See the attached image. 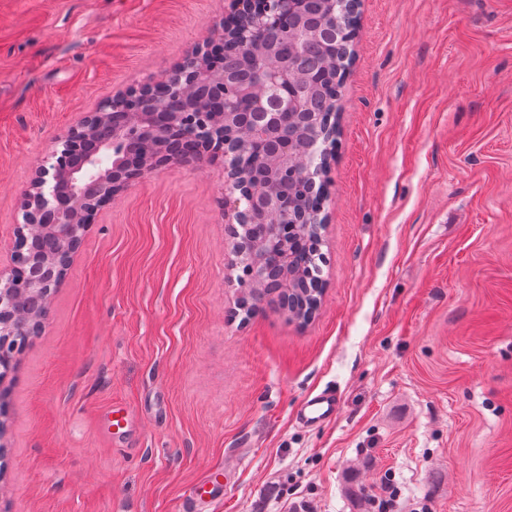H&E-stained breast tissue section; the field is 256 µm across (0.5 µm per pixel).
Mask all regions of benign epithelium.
Returning a JSON list of instances; mask_svg holds the SVG:
<instances>
[{
  "instance_id": "benign-epithelium-1",
  "label": "benign epithelium",
  "mask_w": 512,
  "mask_h": 512,
  "mask_svg": "<svg viewBox=\"0 0 512 512\" xmlns=\"http://www.w3.org/2000/svg\"><path fill=\"white\" fill-rule=\"evenodd\" d=\"M292 6V0H230L226 18L253 14L268 25L278 12ZM224 53V38L207 42L196 49L166 80L168 87L184 96L199 89L203 97L181 112L170 114L167 126L158 130L152 109L163 101L146 102L128 91L107 101L98 111L85 115L75 126L60 136L37 166L31 188L22 201L23 225L19 237L29 234L45 243V264L51 278L44 282L33 279L23 283L16 279L18 267L0 269V335L16 333L14 321L28 322L31 332H40L43 313L15 306L17 288L55 289L84 234L98 213L111 203L132 181L148 176L164 167L200 161H228L237 150L227 148L224 138H215L212 131L235 122L234 112H211L210 102H224V68L218 57ZM264 59L272 82L284 87L302 77L288 78L277 64L275 51L265 50ZM167 137L173 144L165 150L146 153L140 158L131 151L140 142ZM230 194L224 197V215L230 236L238 239L240 229L253 223L252 209L264 204L273 214L281 212L280 202L270 194H260L248 187L230 165Z\"/></svg>"
}]
</instances>
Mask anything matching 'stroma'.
Instances as JSON below:
<instances>
[{"label": "stroma", "instance_id": "1", "mask_svg": "<svg viewBox=\"0 0 512 512\" xmlns=\"http://www.w3.org/2000/svg\"><path fill=\"white\" fill-rule=\"evenodd\" d=\"M228 0H0V265L55 139L171 75ZM325 282L242 321L222 161L130 183L0 375V512H512V0H361ZM337 392L335 420H297ZM129 414L112 428V412ZM223 472L221 469H211L200 480H198L192 491V496L186 499L183 503V512H196L198 502H200L205 495L211 494L215 487L222 484ZM399 493L390 484L381 487L378 495L371 496L369 504L372 512H394L398 503Z\"/></svg>", "mask_w": 512, "mask_h": 512}]
</instances>
